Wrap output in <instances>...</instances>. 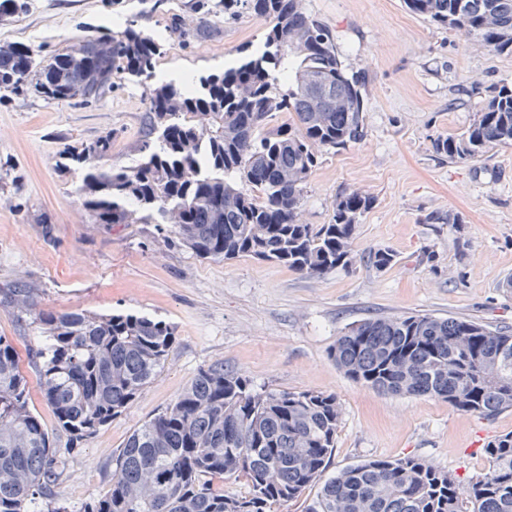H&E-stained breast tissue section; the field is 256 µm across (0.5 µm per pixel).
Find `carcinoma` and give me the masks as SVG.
<instances>
[{
	"label": "carcinoma",
	"instance_id": "cac0c4a2",
	"mask_svg": "<svg viewBox=\"0 0 512 512\" xmlns=\"http://www.w3.org/2000/svg\"><path fill=\"white\" fill-rule=\"evenodd\" d=\"M407 9L486 50L512 56V0H404ZM199 30L251 9L269 22L263 48L186 87L150 89L149 129L131 167L103 162L109 138L67 153L80 165L83 205L94 221L153 224L195 254L279 262L310 276L353 265L356 225L367 195L342 192L330 222L299 219L316 149L362 137L364 97L346 72L335 38L298 0H193ZM84 56L69 48L38 60L25 45L0 46V90L87 105L127 76H153L162 39L128 18L95 29ZM96 83L76 98L85 65ZM280 112L288 121L266 126ZM512 146V87L489 91L460 135L433 140L435 152L474 161ZM251 187L243 192L240 185ZM377 269L389 249L369 253ZM40 329L29 349L40 392L55 418L47 427L30 408L12 341L0 335V512H69L55 487L66 457L56 433L76 448L112 421L161 373L175 343L172 325L137 314L37 309L23 286L0 292ZM336 365L351 380L384 393L445 398L484 417L512 409V331L461 318L414 314L368 319L336 339ZM341 411L336 396L254 389L217 364L200 370L163 411L135 430L113 458L112 486L82 512H282L318 487L305 512H512V432L485 448L488 469L466 482L419 457L376 459L324 478ZM243 478L233 493L224 480Z\"/></svg>",
	"mask_w": 512,
	"mask_h": 512
}]
</instances>
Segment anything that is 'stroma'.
<instances>
[{
	"label": "stroma",
	"mask_w": 512,
	"mask_h": 512,
	"mask_svg": "<svg viewBox=\"0 0 512 512\" xmlns=\"http://www.w3.org/2000/svg\"><path fill=\"white\" fill-rule=\"evenodd\" d=\"M191 0H29L0 21V44L20 42L42 58L80 43L87 27L143 13L162 30L177 14L186 41L168 40L156 66L163 82L223 71L242 48H257L267 21L254 12L223 18L197 36ZM332 31L348 72L363 82L364 137L321 148L300 211L329 223L337 194L374 200L355 231L361 262L321 277L250 256L202 258L164 243L152 224H97L83 206L81 174L61 155L75 143L112 140L109 162L132 165L148 127L147 84L117 82L87 106L40 98L0 101V289L31 288L42 310L132 313L165 321L175 345L160 375L80 448L59 438L69 468L58 492L71 512L112 484V459L132 432L164 410L200 369L220 363L255 388L335 395L341 418L329 473L374 459L423 458L466 480L484 471L486 445L512 432V411L485 418L437 397L390 395L349 379L330 356L337 338L368 318L428 314L512 329V147L476 161L434 152L440 136L462 133L491 88L512 85V56L411 13L403 0H299ZM431 214L459 216L430 224ZM389 248L379 270L369 252ZM0 335L23 362L30 406L52 411L26 362L37 332L0 303Z\"/></svg>",
	"instance_id": "stroma-1"
}]
</instances>
